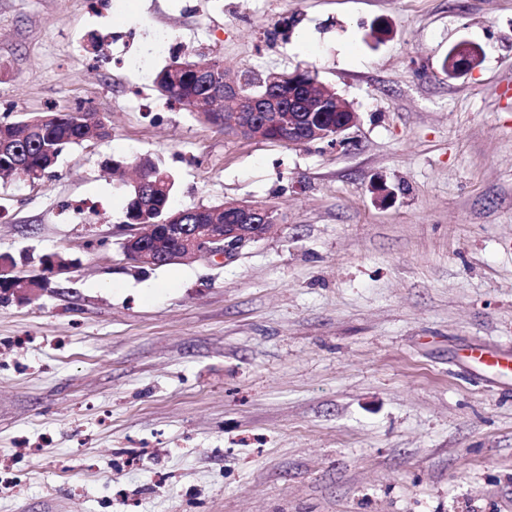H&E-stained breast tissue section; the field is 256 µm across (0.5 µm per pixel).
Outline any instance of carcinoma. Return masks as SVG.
<instances>
[{"label":"carcinoma","instance_id":"1","mask_svg":"<svg viewBox=\"0 0 512 512\" xmlns=\"http://www.w3.org/2000/svg\"><path fill=\"white\" fill-rule=\"evenodd\" d=\"M194 62L175 54L171 62L159 70L154 84L167 100L185 110L194 112L204 122L213 123L212 111L203 108L209 94L206 80L193 70ZM245 77L242 92L258 96L270 88L288 87V73L261 79L250 70L241 71ZM104 117L91 108L78 106L62 111L49 106L43 112L18 122L0 121V178L13 176L16 162L25 163L33 177L38 178L52 168L64 151L91 141L95 137L105 139ZM145 185L141 193L130 190L126 206V220L139 224H163L177 213L171 207L174 181L149 157L138 161Z\"/></svg>","mask_w":512,"mask_h":512}]
</instances>
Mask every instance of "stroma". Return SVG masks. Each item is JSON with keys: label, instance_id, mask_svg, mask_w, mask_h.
I'll return each mask as SVG.
<instances>
[{"label": "stroma", "instance_id": "obj_1", "mask_svg": "<svg viewBox=\"0 0 512 512\" xmlns=\"http://www.w3.org/2000/svg\"><path fill=\"white\" fill-rule=\"evenodd\" d=\"M464 39L482 62L448 77ZM175 53L317 72L349 144L170 106ZM50 104L112 130L0 182V253L73 261L0 295V512H512V372L469 357L512 356V0H0V119ZM141 155L174 208L281 219L231 263L134 270Z\"/></svg>", "mask_w": 512, "mask_h": 512}]
</instances>
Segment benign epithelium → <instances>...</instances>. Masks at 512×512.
Returning a JSON list of instances; mask_svg holds the SVG:
<instances>
[{
    "label": "benign epithelium",
    "instance_id": "7a95c632",
    "mask_svg": "<svg viewBox=\"0 0 512 512\" xmlns=\"http://www.w3.org/2000/svg\"><path fill=\"white\" fill-rule=\"evenodd\" d=\"M483 58L480 47L469 41H462L449 50L450 71L461 76L477 67ZM211 90L224 97V119L217 124L224 131L248 139H260L262 133L277 128L282 142L290 146L306 145L313 142L309 127L302 123L295 106L293 94L281 89H271L261 97L244 95L234 83L213 81ZM357 121V113L344 117L336 123V134L329 145L346 143L345 134ZM224 211L231 214L227 224H184L182 215H173L166 224L165 234L155 239H145L143 234L131 225V232L123 243L125 256L140 266L159 267L190 259H219L228 264L235 260L243 249L265 236L261 227L275 223L272 210L251 201H234L224 205ZM16 263L0 258V282L12 284L17 295L31 297L40 290L50 287L52 277L65 270L54 261L43 264L40 274L28 279L14 276Z\"/></svg>",
    "mask_w": 512,
    "mask_h": 512
}]
</instances>
